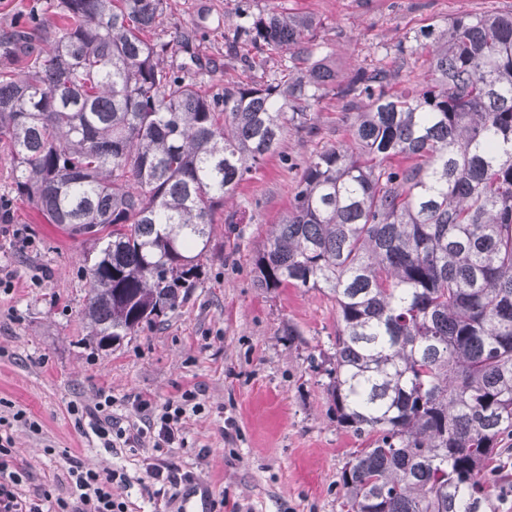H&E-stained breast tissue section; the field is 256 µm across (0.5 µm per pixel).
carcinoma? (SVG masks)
<instances>
[{
  "label": "carcinoma",
  "mask_w": 512,
  "mask_h": 512,
  "mask_svg": "<svg viewBox=\"0 0 512 512\" xmlns=\"http://www.w3.org/2000/svg\"><path fill=\"white\" fill-rule=\"evenodd\" d=\"M65 20L0 47L52 48L0 71L15 196L93 242L84 318L99 345L157 325L203 274L213 224L279 153L336 71L312 18L270 5L224 34L291 64L260 82L240 56L210 74L146 38L168 0H58ZM428 74L362 68L341 90L352 142L302 162L288 215L255 258L259 287L335 304L327 395L363 439L341 471L348 512H495L489 468L512 441V12L422 31Z\"/></svg>",
  "instance_id": "cac0c4a2"
}]
</instances>
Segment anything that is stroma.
Instances as JSON below:
<instances>
[{
	"label": "stroma",
	"instance_id": "stroma-1",
	"mask_svg": "<svg viewBox=\"0 0 512 512\" xmlns=\"http://www.w3.org/2000/svg\"><path fill=\"white\" fill-rule=\"evenodd\" d=\"M270 0H169L164 34L190 28L200 54L225 62L224 33L242 10ZM290 14L313 17L319 56L339 82L376 63L410 61L422 73L426 53L417 38L426 26L462 13L512 11V0H272ZM55 0H0V34L42 18L60 23ZM318 136L286 131L279 155L241 184L218 221L204 275L165 322L100 349L81 310L89 281L80 261L89 242L66 225L48 223L15 200L8 152L0 147V196L13 200L11 224L0 223V267L13 286L0 290V415L25 410L38 431L12 429L28 475L20 490L71 492L65 465L73 454L89 467H120L130 476L120 495L128 512H177L178 502L154 496L145 476L162 460L177 476L208 483L212 512H346L338 480L362 442L337 428L326 378L315 368L334 340L336 309L323 293L267 290L254 277V256L269 225L287 214L304 158L349 141L341 100L324 94L312 112ZM23 230L14 238L13 227ZM296 327L297 336L287 334ZM111 391L113 412L137 420L130 399L155 405L197 394L200 409L183 420V445L102 447L71 404L93 409L99 389Z\"/></svg>",
	"mask_w": 512,
	"mask_h": 512
}]
</instances>
